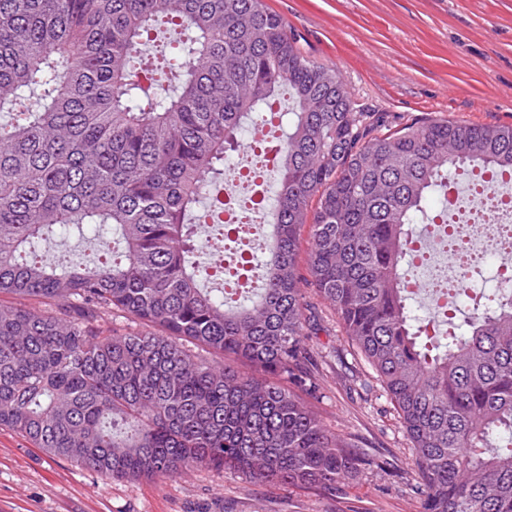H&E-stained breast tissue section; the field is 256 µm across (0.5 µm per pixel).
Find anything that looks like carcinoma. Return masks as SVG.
I'll return each mask as SVG.
<instances>
[{
	"label": "carcinoma",
	"mask_w": 512,
	"mask_h": 512,
	"mask_svg": "<svg viewBox=\"0 0 512 512\" xmlns=\"http://www.w3.org/2000/svg\"><path fill=\"white\" fill-rule=\"evenodd\" d=\"M265 0H0V428L126 480L229 470L336 490L374 464L311 405L305 288L375 371L423 512H512V289L418 314L414 226L460 172L512 174V125L359 109ZM287 99L284 112L272 104ZM278 173L258 260L213 224L242 133ZM112 229L91 266L38 259ZM308 247L302 250V232ZM306 264L309 276L301 272ZM120 313L152 328L103 326Z\"/></svg>",
	"instance_id": "carcinoma-1"
}]
</instances>
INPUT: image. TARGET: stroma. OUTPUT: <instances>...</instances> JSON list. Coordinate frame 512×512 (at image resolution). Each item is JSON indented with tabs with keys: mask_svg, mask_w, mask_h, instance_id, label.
<instances>
[{
	"mask_svg": "<svg viewBox=\"0 0 512 512\" xmlns=\"http://www.w3.org/2000/svg\"><path fill=\"white\" fill-rule=\"evenodd\" d=\"M312 60L337 69L361 109L397 129L445 116L512 125V0H266ZM308 366L326 427L376 461L341 494L205 470L119 481L0 430V512H421L411 443L336 315L311 297Z\"/></svg>",
	"mask_w": 512,
	"mask_h": 512,
	"instance_id": "obj_1",
	"label": "stroma"
}]
</instances>
